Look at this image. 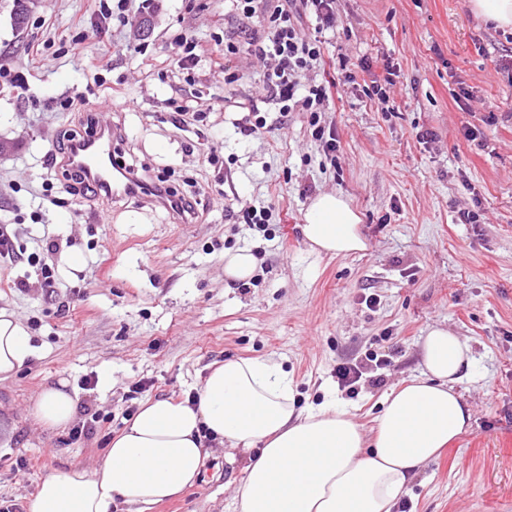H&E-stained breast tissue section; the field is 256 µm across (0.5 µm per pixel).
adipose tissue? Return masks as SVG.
Listing matches in <instances>:
<instances>
[{"mask_svg":"<svg viewBox=\"0 0 512 512\" xmlns=\"http://www.w3.org/2000/svg\"><path fill=\"white\" fill-rule=\"evenodd\" d=\"M302 233L319 254L347 256L368 247L360 216L336 192L311 201ZM32 354L22 321L0 309V382ZM471 364L460 336L429 329L419 376L386 397L369 436L338 403L299 406L280 360H224L194 400L145 402L93 470L43 479L29 512H111L116 501L146 512L199 480L209 440L223 447L226 463L247 460L234 490L239 512H395L416 474L468 431L471 409L457 385ZM32 413L51 428L71 423L76 403L66 381L44 388Z\"/></svg>","mask_w":512,"mask_h":512,"instance_id":"adipose-tissue-1","label":"adipose tissue"}]
</instances>
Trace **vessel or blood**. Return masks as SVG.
<instances>
[{
	"instance_id": "vessel-or-blood-1",
	"label": "vessel or blood",
	"mask_w": 512,
	"mask_h": 512,
	"mask_svg": "<svg viewBox=\"0 0 512 512\" xmlns=\"http://www.w3.org/2000/svg\"><path fill=\"white\" fill-rule=\"evenodd\" d=\"M73 162L87 175L95 188L108 190L111 197H136L137 181L129 174L112 172V136L100 131L77 143Z\"/></svg>"
}]
</instances>
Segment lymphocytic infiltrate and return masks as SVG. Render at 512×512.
I'll list each match as a JSON object with an SVG mask.
<instances>
[{
  "instance_id": "lymphocytic-infiltrate-1",
  "label": "lymphocytic infiltrate",
  "mask_w": 512,
  "mask_h": 512,
  "mask_svg": "<svg viewBox=\"0 0 512 512\" xmlns=\"http://www.w3.org/2000/svg\"><path fill=\"white\" fill-rule=\"evenodd\" d=\"M236 28L224 37V50L212 56L200 42L177 36L175 55L160 57L133 46L129 54L138 67L159 72L189 74L203 69L224 76L225 83L239 81L230 63L240 54L251 56L262 69L263 89L278 106V123H285L294 112L310 115L311 135L327 157H335L340 148L332 128L322 125L320 115L328 111L337 88L335 80L324 79L323 46L326 33L336 29V0H231ZM312 19V32H305L303 19ZM58 240L47 241L43 254L21 256L6 225H0V259L11 262L24 259L34 267L42 287L52 286L50 263L59 251Z\"/></svg>"
}]
</instances>
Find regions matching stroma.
<instances>
[{
	"label": "stroma",
	"instance_id": "35a3bbf8",
	"mask_svg": "<svg viewBox=\"0 0 512 512\" xmlns=\"http://www.w3.org/2000/svg\"><path fill=\"white\" fill-rule=\"evenodd\" d=\"M12 3L0 0V57L20 69L37 64L38 76L30 100L0 78V224L28 253L61 236L55 264L79 251L85 267L72 276L58 269L54 290L22 291L33 268L0 265V309L27 326L35 348L0 382V512H28L50 474L98 466L142 403L191 397L231 357L281 358L300 405L334 397L372 428L384 397L418 375L421 338L438 325L471 348V374L459 386L471 427L415 478L397 512H512V76L501 69L512 57V30L478 18L470 0H336L327 51L358 71L321 115L340 145L329 161L308 113L249 137L234 127L239 102L277 110L249 56L238 59L233 84L204 71L189 83L135 72L129 42L168 53L181 33L219 47L231 26L224 0H162L158 10L133 0L127 25L103 37L92 32L96 0H37L20 33ZM78 21L90 44L111 55L106 80H125L131 110L60 108L59 96L85 92L95 73L94 56L63 53ZM32 45L41 49L34 62ZM388 61L397 77L384 104L363 88ZM181 86L204 101L225 97L223 111L174 128L167 100ZM100 120L123 133L116 157L136 156L149 177L200 193L198 219L183 224L146 209L143 223L126 224L135 201L107 204L63 171L42 169L64 134H86ZM206 141L220 166L200 150ZM219 178L220 195L211 190ZM324 191L351 200L366 251L310 252L301 227L313 194ZM45 193L62 206L39 210ZM263 204L273 212L267 232L239 222ZM468 210L479 223H459ZM239 248L255 253L258 266L246 283L231 284L224 254ZM348 361L366 368L352 389L335 376ZM62 379L76 400L75 423L98 415L92 437L72 438L70 427L33 417L41 390ZM245 477L243 463L226 464L214 448L195 485L149 512H237L234 488Z\"/></svg>",
	"mask_w": 512,
	"mask_h": 512
}]
</instances>
